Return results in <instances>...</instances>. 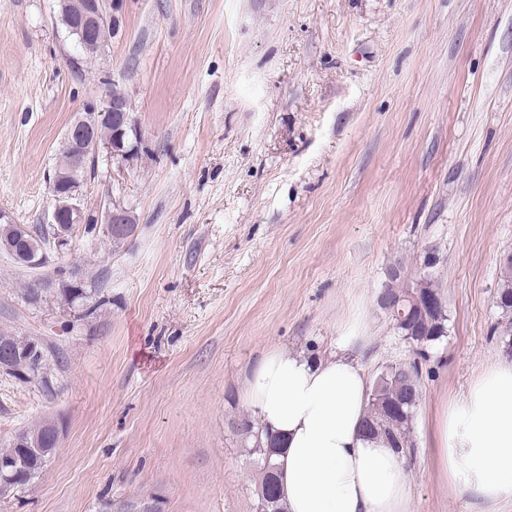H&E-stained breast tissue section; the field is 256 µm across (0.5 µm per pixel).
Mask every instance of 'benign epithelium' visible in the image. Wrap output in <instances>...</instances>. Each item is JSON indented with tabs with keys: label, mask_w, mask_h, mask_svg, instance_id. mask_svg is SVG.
Listing matches in <instances>:
<instances>
[{
	"label": "benign epithelium",
	"mask_w": 512,
	"mask_h": 512,
	"mask_svg": "<svg viewBox=\"0 0 512 512\" xmlns=\"http://www.w3.org/2000/svg\"><path fill=\"white\" fill-rule=\"evenodd\" d=\"M107 4L108 0H60L59 19L82 45H97L100 34L106 28ZM103 122L111 127L110 134L104 138L98 134ZM63 143L70 153L71 172L49 179L52 199L49 226L53 228L54 247L59 252L66 250L77 224L100 225L113 242H123L132 220L128 209L113 200L104 206L102 212L84 216L81 198L85 180L78 176V172L95 167L102 153L117 164L128 162L138 154L141 139L130 116L126 93L111 89L100 104L87 106L65 129ZM15 257L32 268H40L48 263V255L44 251L21 250ZM378 302L402 322L407 317L405 310L422 307L421 285H416L409 295L397 300L384 291L379 294ZM42 358L43 352L38 344L22 340L0 353V367L9 368L15 359L36 363Z\"/></svg>",
	"instance_id": "1"
}]
</instances>
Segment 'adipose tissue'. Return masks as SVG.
Instances as JSON below:
<instances>
[{"label": "adipose tissue", "instance_id": "1", "mask_svg": "<svg viewBox=\"0 0 512 512\" xmlns=\"http://www.w3.org/2000/svg\"><path fill=\"white\" fill-rule=\"evenodd\" d=\"M367 375L357 359L311 360L269 348L240 395L278 439L287 512H408L404 458L363 436ZM435 446L444 475L483 503L512 499V365L487 370L460 405L442 406Z\"/></svg>", "mask_w": 512, "mask_h": 512}]
</instances>
